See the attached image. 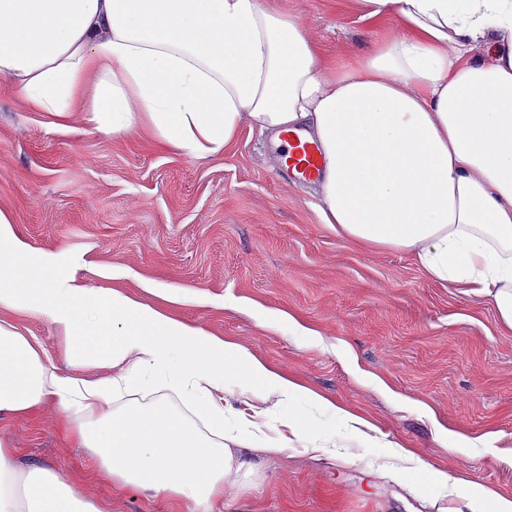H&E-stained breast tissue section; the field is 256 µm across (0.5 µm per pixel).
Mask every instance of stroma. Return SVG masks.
Returning <instances> with one entry per match:
<instances>
[{"label":"stroma","mask_w":512,"mask_h":512,"mask_svg":"<svg viewBox=\"0 0 512 512\" xmlns=\"http://www.w3.org/2000/svg\"><path fill=\"white\" fill-rule=\"evenodd\" d=\"M257 3L340 58L398 33L362 19L354 0ZM312 192L249 127L228 153L174 156L143 130L112 138L81 112L60 121L29 111L0 79V210L19 236L58 254V275L201 325L361 420L354 432L313 405L276 408L227 380L225 405L262 413L269 437L299 412L335 441L277 457L246 449L253 468L225 487L227 512H491V500L452 486L512 499V331L491 299L431 280L410 253L359 248L321 223ZM144 280L198 300H163ZM0 321L69 371L72 349L49 319L1 309ZM61 417L50 405L35 420H0L16 470H49L104 512H169L152 491L113 490ZM421 463L447 484L426 480Z\"/></svg>","instance_id":"stroma-1"}]
</instances>
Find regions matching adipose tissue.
<instances>
[{"instance_id": "ef3b65f1", "label": "adipose tissue", "mask_w": 512, "mask_h": 512, "mask_svg": "<svg viewBox=\"0 0 512 512\" xmlns=\"http://www.w3.org/2000/svg\"><path fill=\"white\" fill-rule=\"evenodd\" d=\"M401 33L345 68L294 20L256 0H0V78L28 109L86 112L102 132L144 126L178 156L206 159L237 139L303 130L320 149L314 208L356 246L412 253L438 282L492 297L512 329V0H355ZM0 210V308L49 318L87 379L46 366L38 341L0 322V416L63 408L66 432L122 490L181 512H215L251 464L240 447L313 445L302 417L266 440L248 418L226 423L224 379L276 403L324 400L246 349L110 288L55 274ZM175 393L210 435L164 400L119 410L136 389ZM0 440V512H102L45 470L18 474Z\"/></svg>"}]
</instances>
